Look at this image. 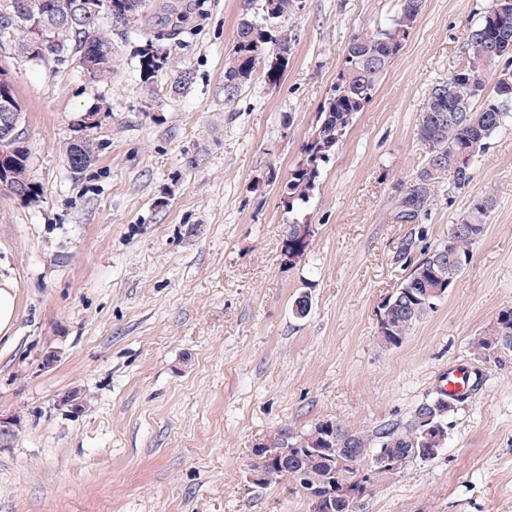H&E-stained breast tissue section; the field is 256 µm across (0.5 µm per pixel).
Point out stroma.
Segmentation results:
<instances>
[{
  "instance_id": "stroma-1",
  "label": "stroma",
  "mask_w": 512,
  "mask_h": 512,
  "mask_svg": "<svg viewBox=\"0 0 512 512\" xmlns=\"http://www.w3.org/2000/svg\"><path fill=\"white\" fill-rule=\"evenodd\" d=\"M488 5L425 0L324 165L302 214L315 234L291 265L277 184L350 41L397 0H302L281 25L277 83L258 74L231 94L224 65L256 0H145L141 24L112 38L105 82L73 51L0 56L42 192L31 207L0 190V284L17 303L0 331V512H310L287 482L249 483L251 444L320 419L405 423L451 368L480 383L450 413L447 447L375 481L358 512H512V356L490 365L473 348L512 307V124L424 223L394 219L397 182L426 153L424 97ZM149 40L170 50L150 85L137 57ZM86 112L100 115L97 157L76 175L64 146ZM487 191L496 210L454 288L400 345H382L385 301Z\"/></svg>"
}]
</instances>
